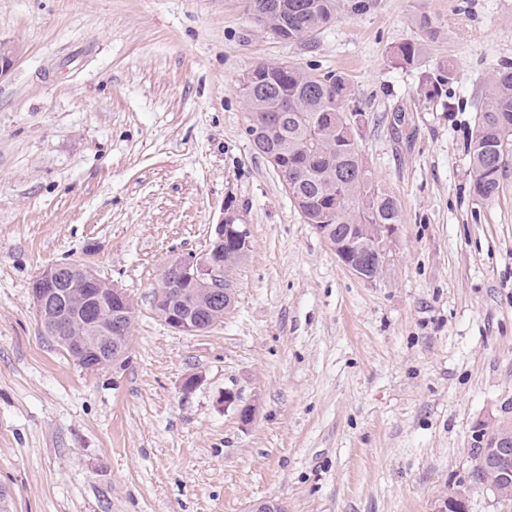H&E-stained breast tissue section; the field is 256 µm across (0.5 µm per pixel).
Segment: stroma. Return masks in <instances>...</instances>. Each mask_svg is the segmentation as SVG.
Masks as SVG:
<instances>
[{
	"label": "stroma",
	"instance_id": "35a3bbf8",
	"mask_svg": "<svg viewBox=\"0 0 512 512\" xmlns=\"http://www.w3.org/2000/svg\"><path fill=\"white\" fill-rule=\"evenodd\" d=\"M369 2L304 45L242 0H0V41L21 48L0 78L8 512H435L469 480L472 424L512 400V167L483 201L469 153L488 79L512 66V0ZM423 11L442 33L402 66ZM259 61L353 86L361 153L402 213L375 281L249 141L237 86ZM443 65L453 112L426 82ZM228 209L251 239L235 303L172 331L151 309L162 271ZM61 262L133 297L118 361L84 369L42 331L31 283Z\"/></svg>",
	"mask_w": 512,
	"mask_h": 512
}]
</instances>
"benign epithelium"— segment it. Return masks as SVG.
<instances>
[{"mask_svg": "<svg viewBox=\"0 0 512 512\" xmlns=\"http://www.w3.org/2000/svg\"><path fill=\"white\" fill-rule=\"evenodd\" d=\"M21 49L16 45L0 42V78L8 74ZM360 236L351 233L336 239L337 258L359 278L374 281L379 278L388 260V247L394 238L395 224H357ZM236 241L244 250L250 248L248 225L238 223V216L224 214V219L214 228L213 241L208 249L188 253L172 260L163 273L162 291L158 292L154 306L165 313L164 323L172 330L197 334L210 329L206 319L195 309L180 305L175 300H165L164 292L177 283L209 282L222 287L224 240ZM78 272V278L67 274ZM56 263L45 267L31 284L32 305L44 331L73 349L79 357L94 367L106 364V356L116 360L123 354L122 343L132 310L128 306L127 292L118 287L110 288V303L101 300L91 286L99 283V276L88 266L78 263L76 269ZM83 289L84 298L78 315L83 317L93 331L92 339L82 338L74 342L68 337L73 318L68 299L77 289ZM224 288V287H222ZM233 299V291L214 299ZM468 445L477 449L479 467L497 470L506 481L512 480V401L502 404L498 413L478 419L471 427ZM436 512H468V495L462 488L453 490L438 504Z\"/></svg>", "mask_w": 512, "mask_h": 512, "instance_id": "7a95c632", "label": "benign epithelium"}]
</instances>
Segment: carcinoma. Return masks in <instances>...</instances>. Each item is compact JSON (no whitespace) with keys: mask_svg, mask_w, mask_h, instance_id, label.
Returning a JSON list of instances; mask_svg holds the SVG:
<instances>
[{"mask_svg":"<svg viewBox=\"0 0 512 512\" xmlns=\"http://www.w3.org/2000/svg\"><path fill=\"white\" fill-rule=\"evenodd\" d=\"M343 0H246L247 11L264 15L263 27L273 37L310 44L334 23ZM418 40L398 47L399 63H419L441 28L429 14L417 16ZM241 97L255 125L245 132L260 150L282 154L276 171L285 192L307 224H323L331 239L349 224H399L397 198L373 179L359 137L362 111L350 106L351 87L339 72H306L286 62H258L244 76ZM512 67L490 78L470 142L476 198L492 199L500 177L512 164ZM247 252L224 247V271L233 274ZM185 299L210 304V287L192 283Z\"/></svg>","mask_w":512,"mask_h":512,"instance_id":"1","label":"carcinoma"}]
</instances>
